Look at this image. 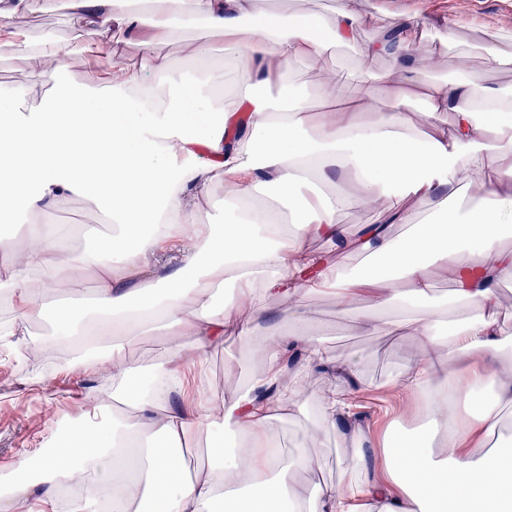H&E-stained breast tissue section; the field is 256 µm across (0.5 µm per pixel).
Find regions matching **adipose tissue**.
<instances>
[{
	"label": "adipose tissue",
	"instance_id": "obj_1",
	"mask_svg": "<svg viewBox=\"0 0 512 512\" xmlns=\"http://www.w3.org/2000/svg\"><path fill=\"white\" fill-rule=\"evenodd\" d=\"M75 7L80 23L123 28L143 53L113 64L102 98L96 86L70 80L93 50L74 42L52 47L49 97L31 104L21 91L0 90V213L36 218L87 194L118 230L80 253L48 226L19 249L0 236L11 266L0 289L16 309L10 332L40 313L44 292L89 274L97 283L91 303L69 294L52 313L61 338L159 330L190 341L146 350L137 368L117 348L108 361L94 350L84 356L83 373L110 372L111 390L53 449L20 462L21 478L0 490V512L31 499L54 505L63 484L82 480L85 494L72 512H207L216 499L225 512H512V435L489 441L512 405V332L500 322L497 293L499 280L512 275V251L501 247L512 236V164L502 163L512 155V94L490 86L466 53L455 57L461 79L430 80L414 27L395 25L360 46L363 86L355 96L342 97L327 76L318 98H269L266 86H288L295 64L353 42L362 24L355 0H341L328 19L273 12L260 0H195L226 59L214 69L210 43L192 48L208 86L201 95L153 53L183 18L184 0H75ZM380 56L389 65L377 73L370 64ZM157 82L175 87V98L153 106L135 98ZM230 87L238 110L214 111L213 100ZM415 99L433 130L424 143L405 132L403 108ZM339 168L353 175L356 192L336 188ZM487 170L494 179L465 204L463 180ZM268 184L287 200L291 222L264 201ZM219 189L229 215L202 223ZM428 196L434 216L416 221L409 202ZM352 209L376 215L354 237L338 224ZM394 220L409 225L405 238L384 232ZM317 237L355 246L378 265L340 276L310 250ZM436 266L456 283L452 304L479 312L443 335L434 326L450 304L429 295ZM226 287L237 298L214 311L211 300ZM365 287L378 306L413 308L409 323L375 315L368 322L391 332L411 324L422 337L398 380L423 393L434 439L390 442L383 476L359 458L344 464L337 484L296 486L294 471H311L316 458L304 450L282 457L273 421L299 406L307 370L347 368L311 336L305 298L335 290L348 315ZM267 297L289 302L297 324L289 335L257 341L266 354L262 375L232 399L179 403L183 381L173 362L200 363L242 314L267 313ZM115 400L132 406L120 421L104 413ZM217 422L235 446L218 448L184 476L183 445Z\"/></svg>",
	"mask_w": 512,
	"mask_h": 512
}]
</instances>
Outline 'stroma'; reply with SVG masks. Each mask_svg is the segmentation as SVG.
Wrapping results in <instances>:
<instances>
[{
	"instance_id": "35a3bbf8",
	"label": "stroma",
	"mask_w": 512,
	"mask_h": 512,
	"mask_svg": "<svg viewBox=\"0 0 512 512\" xmlns=\"http://www.w3.org/2000/svg\"><path fill=\"white\" fill-rule=\"evenodd\" d=\"M363 16L355 42L331 50L319 63L298 71L294 82L305 95L315 94L325 72H333L344 97L358 91L357 43L377 38L391 24L410 25L422 34L423 43L437 63L432 78L457 80L452 56L458 51L470 52L475 68H487L480 50L491 40L501 47H512V0H357ZM458 21L454 31H447L448 21ZM16 27L30 41L91 42L98 40L96 29L80 26L69 0H32L29 8L14 17ZM205 39L198 24L182 22L173 27L171 38L158 45L155 54L174 71L186 73L193 67L188 45ZM23 90L29 100L37 102L50 94V77L40 72L34 61L21 53L0 48V88ZM50 221L78 224L82 233L70 239L71 250L81 252L93 247L100 236L110 233L112 225L90 196L76 198L72 207L62 213H51ZM271 316H243L240 327L228 331L223 345L207 350L204 355L208 391L230 396L261 373L265 360L253 350L255 336H276L295 325L288 303L272 297L267 301ZM312 313L311 329L319 334L321 347L333 360L352 358V373L338 372L334 381L317 374L308 379V401L301 407L274 421L281 447L288 450L308 449L319 456L322 467L307 474L296 473L297 482L315 481L334 484L343 473L339 458L349 455L351 426H359L365 438L361 453L367 463H374L388 428L399 425L412 430L423 424V399L414 390L391 388V381L401 372L407 360L418 350L419 338L413 333L376 332L366 335L359 317L343 315L333 293L310 295L306 301ZM32 339L28 336L0 338V476L12 472L24 456L48 446L59 434L63 422L80 417L89 408L90 385L72 370L55 372L26 366L24 355ZM337 392L348 393L373 387L394 390L396 397L409 405L407 411H393L385 418L370 414L350 418L337 431L325 434L320 443L307 440V431L316 421L318 395L328 384Z\"/></svg>"
}]
</instances>
